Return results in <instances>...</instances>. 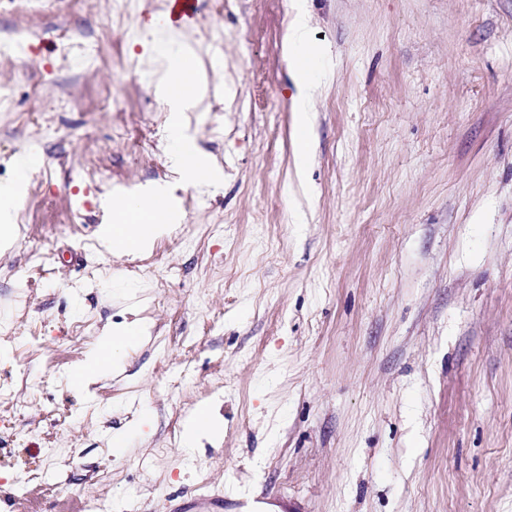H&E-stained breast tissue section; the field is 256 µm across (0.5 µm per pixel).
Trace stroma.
<instances>
[{
	"instance_id": "1",
	"label": "stroma",
	"mask_w": 512,
	"mask_h": 512,
	"mask_svg": "<svg viewBox=\"0 0 512 512\" xmlns=\"http://www.w3.org/2000/svg\"><path fill=\"white\" fill-rule=\"evenodd\" d=\"M166 5L0 0V185L40 158L0 250V512H512V0H200L156 34L208 83L186 123L219 178L196 185L145 44ZM157 184L178 228L106 250L103 197ZM133 318L121 373L73 382ZM201 405L223 438L190 452ZM287 40L295 49L293 65V83L296 88L295 112H299V129L303 137H305L308 130L310 99L314 80L311 74L309 57L297 51L309 52L312 45L306 15L300 8L293 16L288 29ZM188 512H222L224 510V496L196 494L187 502Z\"/></svg>"
}]
</instances>
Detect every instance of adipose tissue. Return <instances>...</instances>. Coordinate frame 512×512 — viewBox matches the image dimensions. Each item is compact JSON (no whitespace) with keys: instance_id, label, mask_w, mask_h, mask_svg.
Here are the masks:
<instances>
[{"instance_id":"ef3b65f1","label":"adipose tissue","mask_w":512,"mask_h":512,"mask_svg":"<svg viewBox=\"0 0 512 512\" xmlns=\"http://www.w3.org/2000/svg\"><path fill=\"white\" fill-rule=\"evenodd\" d=\"M287 40L297 54L293 65V83L296 88L295 110L299 116L300 131H307L310 99L314 80L307 52L312 45L304 11H296L288 29ZM166 57L164 76L157 92L166 106L167 139L170 159L184 181L196 184L206 176L204 161L185 133L184 115L192 111L201 87L194 70L192 55L184 48L161 46ZM114 223L102 229V239L108 248L131 252L149 250L155 239L175 226L177 209L162 191L148 196L119 195L112 199ZM139 322L126 323L120 330L108 335L100 349L85 364L71 374L73 381L84 382L89 375L116 364L119 351L141 337Z\"/></svg>"}]
</instances>
